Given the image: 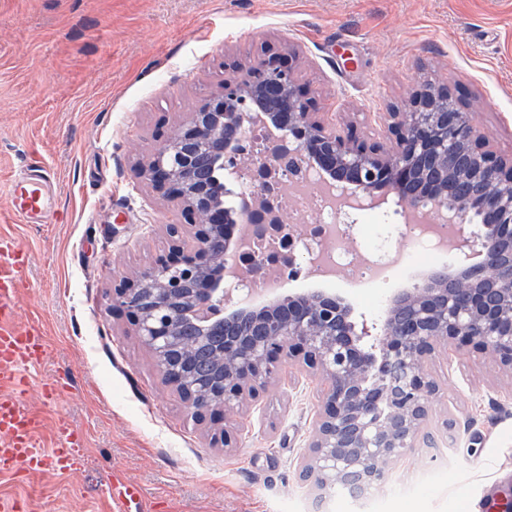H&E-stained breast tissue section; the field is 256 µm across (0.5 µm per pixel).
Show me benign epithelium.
<instances>
[{
    "label": "benign epithelium",
    "mask_w": 512,
    "mask_h": 512,
    "mask_svg": "<svg viewBox=\"0 0 512 512\" xmlns=\"http://www.w3.org/2000/svg\"><path fill=\"white\" fill-rule=\"evenodd\" d=\"M311 106L291 66L258 58L174 129L139 174L192 223L167 225L172 256L113 288L112 302L134 315L164 382L196 419L242 412L285 360L318 372L328 388L302 473L321 491L356 497L385 483L382 463L415 448L436 392L424 367L439 344L512 371V156L492 149L456 98L427 85L409 111L387 113L388 146L336 133ZM253 127L275 140L272 154L242 153ZM284 159L347 195L393 197L406 218L431 208L456 225L452 267L392 295L371 324L328 289L241 298L225 287L253 198L239 173L247 160L264 170Z\"/></svg>",
    "instance_id": "benign-epithelium-1"
}]
</instances>
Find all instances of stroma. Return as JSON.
I'll return each mask as SVG.
<instances>
[{"label": "stroma", "mask_w": 512, "mask_h": 512, "mask_svg": "<svg viewBox=\"0 0 512 512\" xmlns=\"http://www.w3.org/2000/svg\"><path fill=\"white\" fill-rule=\"evenodd\" d=\"M299 54L292 64L315 111L337 132L376 140L381 116L404 111L426 83L448 88L495 149L512 155V0H0V236L28 257L19 322L40 324L41 369L27 405L52 448L63 418L83 438L85 466L0 477V499L32 512H112L106 477L121 469L154 512H485L488 495L512 502V372L488 356L436 348V383L415 450L388 463L363 502L318 493L300 461L327 385L281 365L226 441L166 387L113 288L167 252L165 227L189 218L142 183L147 161L190 112L219 93L235 65ZM39 162L55 177L45 223H18L6 195ZM394 211L358 212L346 246L367 253L406 242ZM426 274L352 287L290 279L289 292L328 288L356 315L376 319L395 291ZM53 402L41 395L57 374Z\"/></svg>", "instance_id": "1"}]
</instances>
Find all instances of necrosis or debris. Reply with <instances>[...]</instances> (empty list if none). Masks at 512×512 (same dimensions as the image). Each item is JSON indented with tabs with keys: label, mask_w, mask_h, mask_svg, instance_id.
Masks as SVG:
<instances>
[{
	"label": "necrosis or debris",
	"mask_w": 512,
	"mask_h": 512,
	"mask_svg": "<svg viewBox=\"0 0 512 512\" xmlns=\"http://www.w3.org/2000/svg\"><path fill=\"white\" fill-rule=\"evenodd\" d=\"M293 185L291 205L281 206L282 185ZM253 191L263 204L257 221L269 225L266 234H252L251 262L246 275L236 280V287L260 291L269 287L273 271L290 272V257L302 256L304 275L347 274L352 284L362 286L370 281H381L405 268L424 266L437 260L443 253L447 231H434L432 214H423L413 224L410 247L397 255L396 262L379 267L371 261L359 259L343 241L336 222L338 209L328 193L318 186L313 172H294L281 167L270 173L256 175Z\"/></svg>",
	"instance_id": "1"
}]
</instances>
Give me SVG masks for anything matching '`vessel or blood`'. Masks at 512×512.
<instances>
[{"instance_id": "b4317fda", "label": "vessel or blood", "mask_w": 512, "mask_h": 512, "mask_svg": "<svg viewBox=\"0 0 512 512\" xmlns=\"http://www.w3.org/2000/svg\"><path fill=\"white\" fill-rule=\"evenodd\" d=\"M46 182L41 169L34 167L27 177L13 183L9 206L21 223L36 222L43 208ZM0 261L13 269L12 277L0 281V470L36 472L50 466L77 471L82 459L66 420L58 422L60 437L55 448L43 449L38 442L40 422L25 404L24 372L44 361L46 339L39 325L16 323L14 298L26 258L13 240L0 237ZM108 491L113 512H151L138 487L123 474H112Z\"/></svg>"}]
</instances>
